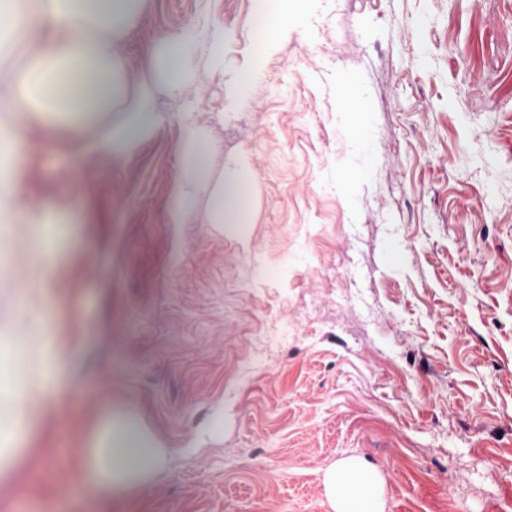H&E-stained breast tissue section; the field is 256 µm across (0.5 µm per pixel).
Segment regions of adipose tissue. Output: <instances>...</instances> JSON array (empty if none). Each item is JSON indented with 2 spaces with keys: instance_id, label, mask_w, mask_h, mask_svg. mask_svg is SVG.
I'll use <instances>...</instances> for the list:
<instances>
[{
  "instance_id": "obj_1",
  "label": "adipose tissue",
  "mask_w": 512,
  "mask_h": 512,
  "mask_svg": "<svg viewBox=\"0 0 512 512\" xmlns=\"http://www.w3.org/2000/svg\"><path fill=\"white\" fill-rule=\"evenodd\" d=\"M147 9L146 0H0V57H19V67L0 79V199L12 216L41 224L48 217L34 189L43 179L39 145L53 142L77 151L121 159L170 117L155 106L158 91L192 110L196 99L187 58L205 52L224 64V31L211 28L203 40L165 35L139 64H131L125 35ZM111 112L123 113L114 125ZM207 131L191 120L180 124L183 175L170 195L167 220L183 223L194 190L207 176L203 152L215 151ZM74 337L57 330L45 338L43 368L24 394H9L0 421V493L15 491L21 474L44 460L41 442L58 402L71 387ZM171 450L135 412L119 405L90 415L80 434L74 470L80 489L101 502L154 484L171 461ZM336 512H377L373 471L342 461L325 473Z\"/></svg>"
}]
</instances>
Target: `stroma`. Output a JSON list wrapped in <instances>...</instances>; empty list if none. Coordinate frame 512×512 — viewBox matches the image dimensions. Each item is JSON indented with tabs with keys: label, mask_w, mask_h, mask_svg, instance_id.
<instances>
[{
	"label": "stroma",
	"mask_w": 512,
	"mask_h": 512,
	"mask_svg": "<svg viewBox=\"0 0 512 512\" xmlns=\"http://www.w3.org/2000/svg\"><path fill=\"white\" fill-rule=\"evenodd\" d=\"M265 13L287 32L266 38ZM205 21L224 67L189 60L190 118L224 147L211 178L240 173V213L209 223L204 189L167 223L171 123L120 161L45 145L70 205L41 265L29 225L0 223V385L62 322L80 347L52 447L121 403L170 465L103 503L47 459L0 512H334L324 474L348 459L382 512H512V0H150L127 54ZM57 255L78 266L60 317L25 296ZM311 297L320 316L258 364L257 339Z\"/></svg>",
	"instance_id": "35a3bbf8"
}]
</instances>
